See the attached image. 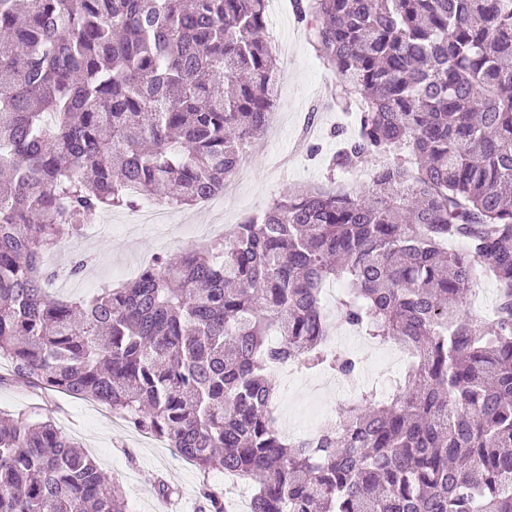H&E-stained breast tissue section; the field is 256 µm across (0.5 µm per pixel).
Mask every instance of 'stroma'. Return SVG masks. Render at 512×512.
<instances>
[{
  "label": "stroma",
  "instance_id": "stroma-1",
  "mask_svg": "<svg viewBox=\"0 0 512 512\" xmlns=\"http://www.w3.org/2000/svg\"><path fill=\"white\" fill-rule=\"evenodd\" d=\"M268 20L266 39L277 60L278 99L273 120L263 141L256 143L233 196L216 195L207 210L194 205L174 207L169 223L151 230L128 229L132 209H113L117 231L88 244L79 237L72 239L68 257H87L88 264L83 273L72 277L68 287L52 283L56 295L68 300L86 299L105 285L134 279L156 257H169L207 243L215 217H222L228 226L243 223L291 184L347 183V175L332 174L327 169L328 159L338 147L333 129L350 127L348 117L337 112L323 94L324 86L335 82L336 76L309 46L291 0H280ZM6 373V367L0 366V415L51 417L62 434L88 452L101 470L121 482L131 512H166L170 502L184 512H199L203 488L224 493L227 480L222 470L201 471L184 463L165 444L140 434L133 425L116 426L111 410L105 406L96 407L61 393H38L6 381ZM273 382L276 411L292 426L303 425L315 403L325 413L341 416L350 399L344 392L312 401L297 375L277 376ZM162 483L173 489L170 501L157 496L156 489Z\"/></svg>",
  "mask_w": 512,
  "mask_h": 512
}]
</instances>
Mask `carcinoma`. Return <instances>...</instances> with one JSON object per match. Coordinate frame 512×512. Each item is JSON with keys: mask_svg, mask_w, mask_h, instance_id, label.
<instances>
[{"mask_svg": "<svg viewBox=\"0 0 512 512\" xmlns=\"http://www.w3.org/2000/svg\"><path fill=\"white\" fill-rule=\"evenodd\" d=\"M268 0H0V358L102 404L203 471L258 482L252 512H512V0H295L356 131L330 168L225 238L89 300L43 256L112 206L224 190L275 105ZM462 240V253L448 242ZM492 319L465 306L476 271ZM339 316L411 357L313 439H288L269 368L350 379ZM0 512H129L49 420L0 419Z\"/></svg>", "mask_w": 512, "mask_h": 512, "instance_id": "carcinoma-1", "label": "carcinoma"}]
</instances>
